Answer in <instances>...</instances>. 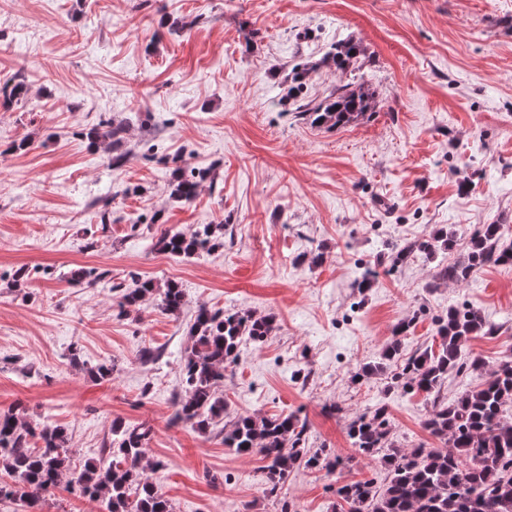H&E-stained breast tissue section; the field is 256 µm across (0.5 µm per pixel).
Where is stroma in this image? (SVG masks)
Masks as SVG:
<instances>
[{
	"mask_svg": "<svg viewBox=\"0 0 512 512\" xmlns=\"http://www.w3.org/2000/svg\"><path fill=\"white\" fill-rule=\"evenodd\" d=\"M349 36L369 54L349 79L378 105L344 128L311 126L284 104L288 74ZM21 69L27 96L0 106V410L63 426L75 465L101 457L113 421L145 422L161 463L148 476L174 512H280L260 457L172 421L201 305L277 316L226 369L227 413L296 414L308 447L347 460L289 474L282 500L298 512H333L339 486L383 482L347 436L368 408L386 405L396 446L436 447L424 394L388 386L399 361L354 379L399 323L406 359L436 345L438 316L473 307L496 333L465 354L491 368L512 353V265L437 276L480 225L512 243V0H0V84ZM99 123L122 126L121 141L90 149L81 132ZM164 155L209 170L192 202L170 198ZM219 222L223 248L176 260L156 246ZM441 227L453 249L396 262L395 246ZM21 268L32 275L17 288ZM80 268L95 284H69ZM138 278L179 282L181 313L149 300L120 314L115 288ZM102 363L114 371L94 380Z\"/></svg>",
	"mask_w": 512,
	"mask_h": 512,
	"instance_id": "1",
	"label": "stroma"
}]
</instances>
